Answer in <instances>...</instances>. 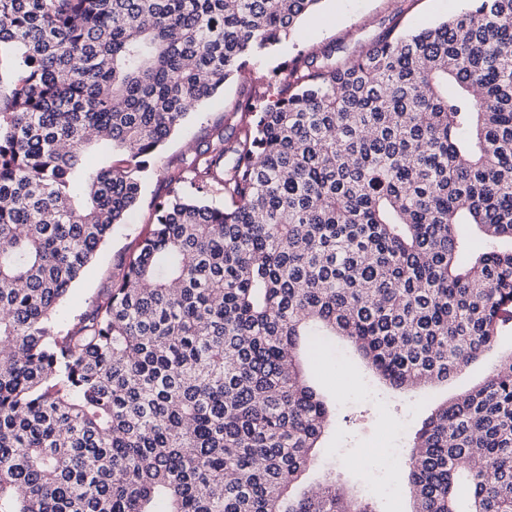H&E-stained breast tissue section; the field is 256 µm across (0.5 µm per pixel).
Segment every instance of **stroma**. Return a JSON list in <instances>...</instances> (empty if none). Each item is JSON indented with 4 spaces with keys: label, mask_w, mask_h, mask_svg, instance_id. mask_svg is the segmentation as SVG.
<instances>
[{
    "label": "stroma",
    "mask_w": 512,
    "mask_h": 512,
    "mask_svg": "<svg viewBox=\"0 0 512 512\" xmlns=\"http://www.w3.org/2000/svg\"><path fill=\"white\" fill-rule=\"evenodd\" d=\"M470 0H321L306 14L296 32L263 56L251 59L247 70L225 82L212 99L196 106L183 129L171 138L153 162L142 184L137 208L119 225L102 247L84 276L61 303L57 318L65 323L101 300L121 263L153 220L152 201L165 196L167 175L184 172L195 153L226 124V114L261 78V92L275 99L284 85L287 68L302 50L333 52L337 59L350 58L386 28L410 32L436 25L468 9ZM512 353V322L507 323L497 347L459 373L448 384L421 392L385 388L366 362L347 346L338 354H324L319 362L318 386L335 409L331 432L319 450L320 463L300 478V487L313 486L325 475H334L350 492L373 504L376 512H409L411 501L407 472L390 467L389 458H403L411 434L440 401L463 394ZM385 439L384 455L370 456L365 449L373 436Z\"/></svg>",
    "instance_id": "35a3bbf8"
}]
</instances>
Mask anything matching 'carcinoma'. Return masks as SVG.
I'll list each match as a JSON object with an SVG mask.
<instances>
[{"mask_svg":"<svg viewBox=\"0 0 512 512\" xmlns=\"http://www.w3.org/2000/svg\"><path fill=\"white\" fill-rule=\"evenodd\" d=\"M319 3L0 0V512H375L332 480L291 493L330 425L303 365L342 336L417 390L512 321V0H471L297 55L57 324L189 109ZM403 465L410 512H512V354Z\"/></svg>","mask_w":512,"mask_h":512,"instance_id":"carcinoma-1","label":"carcinoma"}]
</instances>
